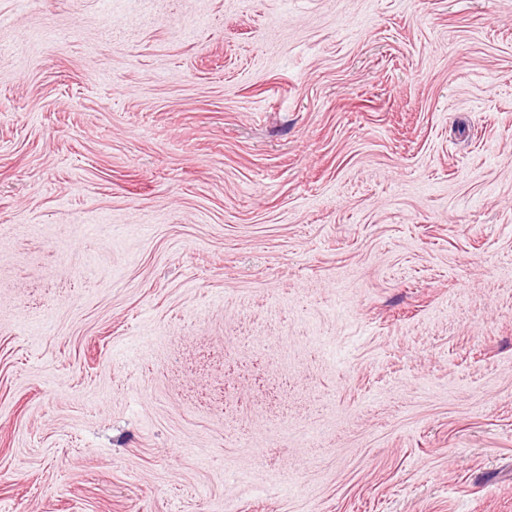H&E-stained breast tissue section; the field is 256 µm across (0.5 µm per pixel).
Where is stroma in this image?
<instances>
[{
  "label": "stroma",
  "mask_w": 512,
  "mask_h": 512,
  "mask_svg": "<svg viewBox=\"0 0 512 512\" xmlns=\"http://www.w3.org/2000/svg\"><path fill=\"white\" fill-rule=\"evenodd\" d=\"M0 512H512V0H0Z\"/></svg>",
  "instance_id": "obj_1"
}]
</instances>
